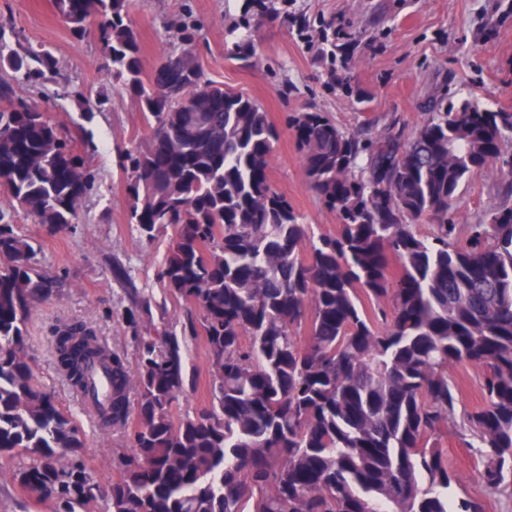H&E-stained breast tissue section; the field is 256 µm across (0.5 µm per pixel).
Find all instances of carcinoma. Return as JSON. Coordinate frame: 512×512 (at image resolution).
Wrapping results in <instances>:
<instances>
[{"label": "carcinoma", "instance_id": "1", "mask_svg": "<svg viewBox=\"0 0 512 512\" xmlns=\"http://www.w3.org/2000/svg\"><path fill=\"white\" fill-rule=\"evenodd\" d=\"M80 37L99 27L107 76L150 131L118 150L128 223L169 233L158 276L189 308L182 334L139 333L135 366L96 332L54 329L59 370L83 384V358L112 364V429L134 452L118 479L86 471L81 433L25 353L32 303L47 288L30 237L0 211V459L58 512L98 499L106 512H481L448 498L458 481L441 440L478 449L480 478L512 497V205L448 223L463 183L501 169L512 196V112L435 97L407 138L347 132L324 112L288 127L304 176L337 230L315 234L268 178L279 133L250 96L205 77L195 33L146 68L130 0H54ZM0 70L60 84L58 60L0 25ZM92 141L73 136L0 78V190L53 232L79 223L95 176ZM438 219L423 235L417 224ZM396 264L399 275L390 276ZM204 337L210 406L174 417L185 391V336ZM483 370L484 406L458 413L451 367ZM137 424L129 427L130 417Z\"/></svg>", "mask_w": 512, "mask_h": 512}]
</instances>
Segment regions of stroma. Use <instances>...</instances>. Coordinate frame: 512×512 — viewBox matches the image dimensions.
<instances>
[{
    "label": "stroma",
    "instance_id": "1",
    "mask_svg": "<svg viewBox=\"0 0 512 512\" xmlns=\"http://www.w3.org/2000/svg\"><path fill=\"white\" fill-rule=\"evenodd\" d=\"M245 5L246 0H132L131 17L150 65L183 27L196 29L207 78L248 93L279 129L271 185L317 232H335L337 220L306 183L302 153L288 129L290 115L325 112L347 131L393 125L410 134L422 124L421 106L432 95L452 104L472 96L485 108L512 112V0H262L264 15L250 27ZM0 25L19 31L34 48L50 50L74 91L56 100L53 85L21 83L18 94L47 109L61 128L92 132L100 145L92 161L98 187L86 198L79 224L53 233L20 211L13 222L33 240L38 268L51 283L32 304L27 354L40 382L79 426L82 457L105 487L118 477L128 442L122 433L99 430L83 412L56 367L52 331L61 321L87 324L109 348L131 359L135 344L125 311L134 302L150 301L155 322L176 329L186 319L184 303L157 276L168 236L149 242L129 224L125 179L116 166L118 150L144 142L148 131L134 100L105 76L96 26L74 38L53 0H0ZM248 32L256 57L241 61L232 51ZM100 94L109 96V110L89 111V101ZM492 185L489 176L467 180L449 223H473L495 203ZM187 344L190 380L177 406L181 413L210 402L205 342L191 336ZM444 447L458 476L453 496L474 499L483 512H505L506 502L480 480L476 451L452 433ZM18 465V459H0V512H55L53 500L32 499L14 481Z\"/></svg>",
    "mask_w": 512,
    "mask_h": 512
}]
</instances>
